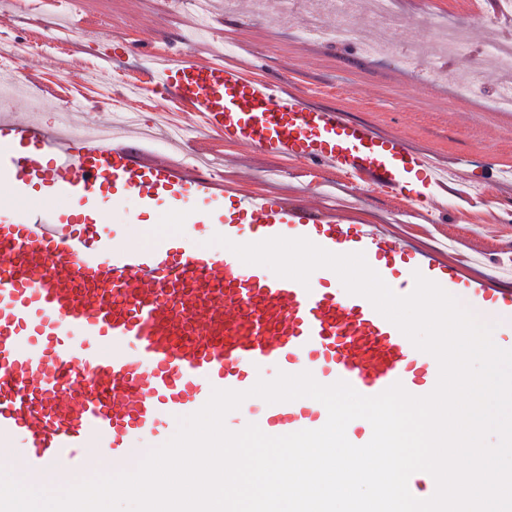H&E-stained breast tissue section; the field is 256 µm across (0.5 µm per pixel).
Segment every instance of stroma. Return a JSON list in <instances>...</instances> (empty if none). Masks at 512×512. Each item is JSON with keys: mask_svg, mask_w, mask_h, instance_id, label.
<instances>
[{"mask_svg": "<svg viewBox=\"0 0 512 512\" xmlns=\"http://www.w3.org/2000/svg\"><path fill=\"white\" fill-rule=\"evenodd\" d=\"M311 0H291L288 19L270 17L259 10L250 16L223 10L199 0H78L83 20L100 25L102 35L82 40L81 32L68 29L66 45L85 44L89 54L114 50L127 41L129 50L112 62L97 65L103 79L126 75L128 70L148 65L154 48L179 50L198 42L200 24L212 15L217 30L210 49L225 53L229 61L249 64L256 76L282 78L307 94L313 103L344 109L350 120L401 135L412 144L427 149L433 159L468 170L470 183L454 187L448 207L437 210L432 221L407 217L393 223L396 232L416 238L424 245L445 244L452 256L464 259L478 273L498 287H512V270L506 268L512 256V223H498L502 214L512 215V191L498 188V172H512V112L494 111L491 95L497 79L490 67L481 63V51L469 50L448 60L443 73L421 80L401 59L402 51L424 52L447 28L458 24L471 27L489 41L499 36L500 23L495 6L487 0H393L399 19L395 29L379 32L371 24H356L354 39L336 43L305 42L300 25ZM8 14L0 31L4 39L26 38L33 31L55 28L60 20L50 8L34 13L21 0H5L0 6ZM386 36L394 52L368 57L360 43ZM23 71L33 80L17 85L13 96H39L50 106L42 113L44 122L57 121L54 92L44 80L45 57L35 53L23 60ZM477 72L480 93L461 99L456 95L458 79ZM215 168L243 177V188L257 192L276 184L291 195L311 200L341 202L352 206L367 223H392L394 202L381 194L353 191L333 174L308 183L294 165L257 157L238 149L211 159ZM157 224H146L145 213L125 203L114 209L110 230L125 241L150 245L163 234L204 236L200 224L185 223L181 213L159 207Z\"/></svg>", "mask_w": 512, "mask_h": 512, "instance_id": "1", "label": "stroma"}]
</instances>
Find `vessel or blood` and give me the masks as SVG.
Returning a JSON list of instances; mask_svg holds the SVG:
<instances>
[{
  "instance_id": "b4317fda",
  "label": "vessel or blood",
  "mask_w": 512,
  "mask_h": 512,
  "mask_svg": "<svg viewBox=\"0 0 512 512\" xmlns=\"http://www.w3.org/2000/svg\"><path fill=\"white\" fill-rule=\"evenodd\" d=\"M150 92L173 103L166 121L193 114L214 142L336 173L415 215L464 179L397 134L205 51L163 56L117 98L134 111ZM135 133H79L70 120L47 126L17 103L0 107V183L16 197L44 193L38 209H0V440L13 443L8 470L32 486L56 490L72 471L127 462L137 440L162 437L168 417L197 412L216 388L247 392L274 366L365 396L397 382L424 396L438 381L434 357L366 298L332 287L324 270L306 287L192 236L177 247L123 246L105 230L104 201L197 209L232 240L304 237L361 252L397 295H409L419 273L512 319V289L465 271L446 250L419 247L348 207L188 175L168 157L136 154ZM243 405L270 436L328 418L307 397Z\"/></svg>"
}]
</instances>
